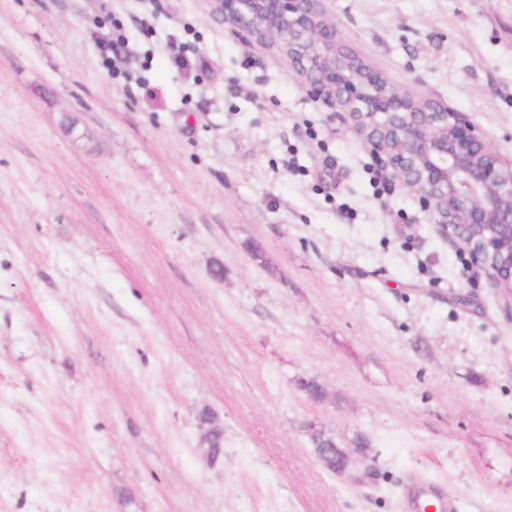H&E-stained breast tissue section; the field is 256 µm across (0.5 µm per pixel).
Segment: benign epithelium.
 Returning a JSON list of instances; mask_svg holds the SVG:
<instances>
[{
  "label": "benign epithelium",
  "mask_w": 512,
  "mask_h": 512,
  "mask_svg": "<svg viewBox=\"0 0 512 512\" xmlns=\"http://www.w3.org/2000/svg\"><path fill=\"white\" fill-rule=\"evenodd\" d=\"M231 31L281 54L310 96L339 106L391 176L437 217L436 233L461 242L512 318V163L463 115L415 103L341 42L325 0H208ZM364 456L340 449L335 474Z\"/></svg>",
  "instance_id": "7a95c632"
}]
</instances>
